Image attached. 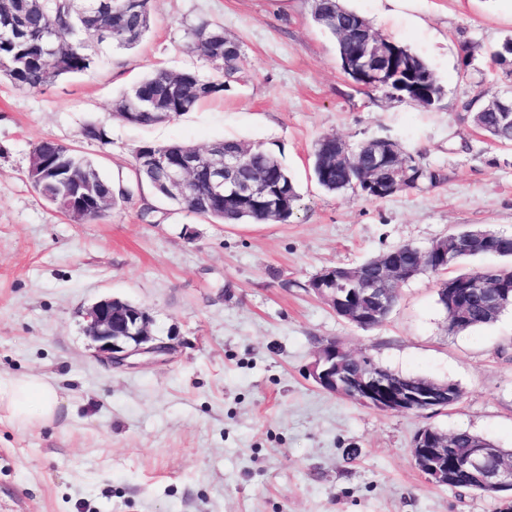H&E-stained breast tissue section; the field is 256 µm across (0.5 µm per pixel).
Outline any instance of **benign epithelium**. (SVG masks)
<instances>
[{"label": "benign epithelium", "instance_id": "obj_1", "mask_svg": "<svg viewBox=\"0 0 512 512\" xmlns=\"http://www.w3.org/2000/svg\"><path fill=\"white\" fill-rule=\"evenodd\" d=\"M403 57V50L394 48L384 39L374 36L353 47L346 59L347 69L357 78L372 84L388 82L386 64ZM398 144L387 139L372 150L369 166L356 162L365 174L366 186L378 193L386 188L378 182L377 171L386 165L397 153ZM138 163L163 172L161 195L177 196L192 205L197 202L195 186L206 182L210 196L222 201L233 198L253 204L270 218L283 209L284 201L264 189L263 183L250 180L241 182L234 177L237 159L229 155H216L202 161L201 152L193 147L179 152L172 158L147 151L137 158ZM66 214L74 221L85 220L91 205L89 195H66L60 202ZM480 242L492 249L495 235L486 234L476 239L464 234H455L445 239L442 247L444 261L453 260L455 253L470 249ZM412 274L402 266L388 260L374 270L367 289L366 298L378 309L392 308L393 297L398 285L407 281ZM316 290L332 309L346 308V320L360 324L372 316V312L356 302L354 288H335L331 278L317 281ZM448 300L458 305L463 298L475 293L485 298L487 312L498 308L500 297L512 295V279H504L491 285L483 277L472 274L465 280L445 289ZM86 333L96 343L99 357L114 365H131L136 359L154 360L169 354L173 346L157 339L152 330V318L147 310L125 303L116 298L102 299L85 313ZM350 353L334 340L324 344L315 356L309 376L323 390L347 396L359 404L379 409L384 413H409L415 410L436 409L437 386L431 381H416L397 384L369 361L360 365L354 375L343 372ZM414 465L430 482L445 484L452 477L457 462L448 457V441L436 430L425 427L419 431L411 448ZM471 468L483 473L484 484L489 489L512 492V462L493 459L488 448L473 449L465 461Z\"/></svg>", "mask_w": 512, "mask_h": 512}]
</instances>
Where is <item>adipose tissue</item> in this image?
Wrapping results in <instances>:
<instances>
[{
  "instance_id": "obj_1",
  "label": "adipose tissue",
  "mask_w": 512,
  "mask_h": 512,
  "mask_svg": "<svg viewBox=\"0 0 512 512\" xmlns=\"http://www.w3.org/2000/svg\"><path fill=\"white\" fill-rule=\"evenodd\" d=\"M66 403L59 387L45 376L0 374V418L21 429L54 423Z\"/></svg>"
}]
</instances>
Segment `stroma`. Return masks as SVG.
I'll return each instance as SVG.
<instances>
[{
	"label": "stroma",
	"mask_w": 512,
	"mask_h": 512,
	"mask_svg": "<svg viewBox=\"0 0 512 512\" xmlns=\"http://www.w3.org/2000/svg\"><path fill=\"white\" fill-rule=\"evenodd\" d=\"M343 5L424 58L441 101L427 110L353 82L312 20L313 0H152L140 45L100 46L93 72L39 91L0 77V373L45 374L67 397L54 425L0 422V512H498L493 498L428 482L410 450L426 426L512 448V307L449 333L438 278L422 274L400 285L383 324L363 329L309 282L455 230L512 233V146L461 108L478 93L512 95L493 60L512 39V0H412L384 21L379 0ZM202 21L240 44L242 78L177 119L122 120L116 100L154 69L215 76L189 48L187 30ZM89 124L106 142L84 137ZM327 135L353 147L390 139L448 180L382 200L326 193L311 166ZM224 138L288 169L302 195L288 221L216 224L136 180L140 142ZM45 139L131 194L100 221H70L27 177ZM107 297L145 308L172 353L101 361L83 313ZM331 339L396 373L454 383L462 397L416 415L324 391L309 369Z\"/></svg>",
	"instance_id": "obj_1"
}]
</instances>
